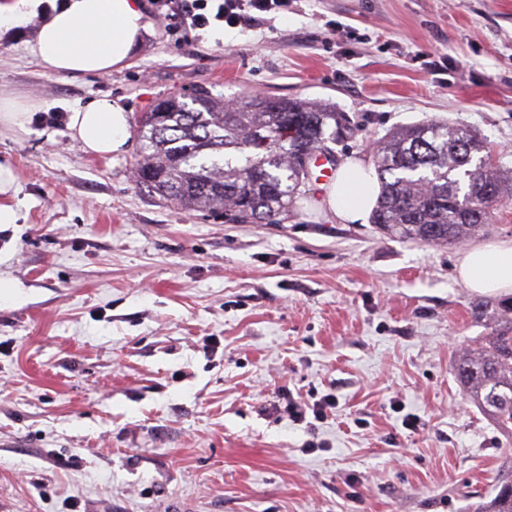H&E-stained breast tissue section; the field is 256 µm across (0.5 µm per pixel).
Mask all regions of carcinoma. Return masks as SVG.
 Masks as SVG:
<instances>
[{"mask_svg": "<svg viewBox=\"0 0 512 512\" xmlns=\"http://www.w3.org/2000/svg\"><path fill=\"white\" fill-rule=\"evenodd\" d=\"M357 130L323 102L245 93L232 106L198 88L158 103L137 120V184L184 209L232 224L270 222L307 181L302 158ZM380 193L371 223L392 237L461 243L489 224L494 206L512 196V171L492 160L474 130L444 121L402 125L377 142ZM473 312L491 333L454 368L465 397L503 429L512 426V302ZM474 512H512V456Z\"/></svg>", "mask_w": 512, "mask_h": 512, "instance_id": "obj_1", "label": "carcinoma"}]
</instances>
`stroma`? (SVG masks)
<instances>
[{"mask_svg":"<svg viewBox=\"0 0 512 512\" xmlns=\"http://www.w3.org/2000/svg\"><path fill=\"white\" fill-rule=\"evenodd\" d=\"M139 2L142 45L104 76L44 70L38 20L0 36V94L40 105L0 128V512H469L512 431L454 378L491 331L461 246L330 220L312 179L280 222L227 224L138 187L136 136L95 155L66 124L92 98L134 122L253 91L347 113L341 163L445 120L512 169V0H288L187 35ZM328 394L323 422L282 409Z\"/></svg>","mask_w":512,"mask_h":512,"instance_id":"stroma-1","label":"stroma"}]
</instances>
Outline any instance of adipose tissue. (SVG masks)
Masks as SVG:
<instances>
[{"label":"adipose tissue","instance_id":"ef3b65f1","mask_svg":"<svg viewBox=\"0 0 512 512\" xmlns=\"http://www.w3.org/2000/svg\"><path fill=\"white\" fill-rule=\"evenodd\" d=\"M40 24L31 46L40 65L64 74L105 75L126 66L148 25L137 0H0V31ZM67 127L87 152L119 154L127 146L128 115L107 98L73 108ZM374 168L345 161L324 194L326 214L341 224H361L375 207ZM458 279L479 294L512 292V240L470 247L457 260Z\"/></svg>","mask_w":512,"mask_h":512}]
</instances>
